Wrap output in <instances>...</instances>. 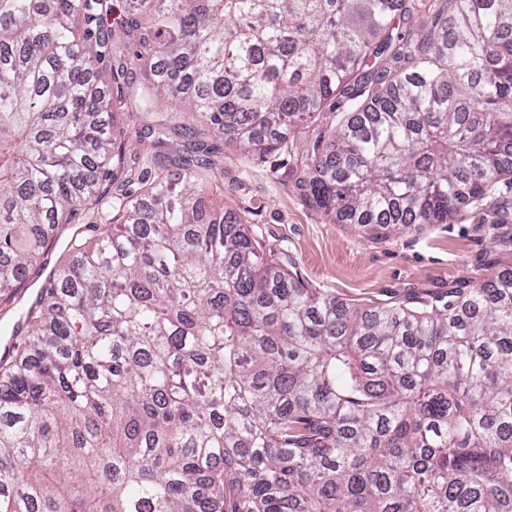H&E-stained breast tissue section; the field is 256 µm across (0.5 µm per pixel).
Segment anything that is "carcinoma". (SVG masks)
<instances>
[{
  "mask_svg": "<svg viewBox=\"0 0 512 512\" xmlns=\"http://www.w3.org/2000/svg\"><path fill=\"white\" fill-rule=\"evenodd\" d=\"M125 2L114 98L106 0H0V304L93 217L0 361V512H512V235L490 278L350 305L200 192L215 135L335 223L512 224V0L409 33L427 0ZM162 100L181 143L116 146ZM164 104L156 105L153 114L142 116L131 109L124 108L115 112L112 123V131L117 140L125 142L127 150L137 151L145 158H149L160 151L154 136L149 133L147 127L155 124V121L166 119L170 114Z\"/></svg>",
  "mask_w": 512,
  "mask_h": 512,
  "instance_id": "1",
  "label": "carcinoma"
}]
</instances>
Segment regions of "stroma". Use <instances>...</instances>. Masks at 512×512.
<instances>
[{"mask_svg":"<svg viewBox=\"0 0 512 512\" xmlns=\"http://www.w3.org/2000/svg\"><path fill=\"white\" fill-rule=\"evenodd\" d=\"M166 106L152 115L125 108L114 115V136L128 150L149 157L159 147L150 126L166 119ZM215 161L224 171V205L252 225L264 246L309 287L347 303L391 305L413 295L440 294L450 281L493 274L496 256L490 225L471 206L445 224L418 230L369 234L356 224H335L304 200L284 151L250 161L231 142L220 141Z\"/></svg>","mask_w":512,"mask_h":512,"instance_id":"35a3bbf8","label":"stroma"}]
</instances>
